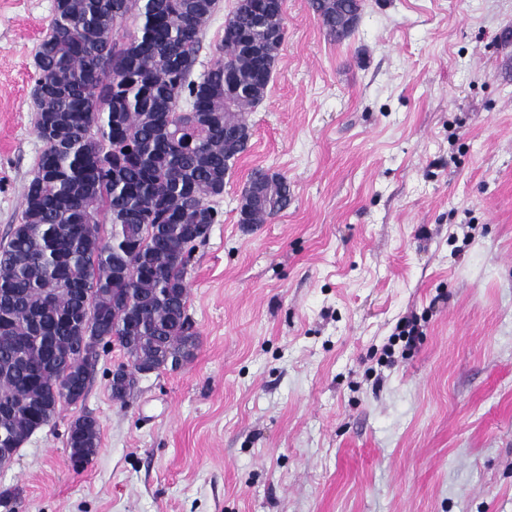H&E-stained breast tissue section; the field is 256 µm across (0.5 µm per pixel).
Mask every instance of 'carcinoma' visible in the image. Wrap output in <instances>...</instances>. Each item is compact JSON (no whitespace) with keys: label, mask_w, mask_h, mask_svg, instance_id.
<instances>
[{"label":"carcinoma","mask_w":512,"mask_h":512,"mask_svg":"<svg viewBox=\"0 0 512 512\" xmlns=\"http://www.w3.org/2000/svg\"><path fill=\"white\" fill-rule=\"evenodd\" d=\"M333 41L359 0H310ZM218 0H54L35 53V132L43 144L20 222L0 247V455L77 403L93 341L113 340L131 369L190 361L187 255L223 214L230 161L247 151L249 108L266 95L285 34V0H243L220 58L194 75ZM134 26V31L127 29ZM288 180L256 169L239 223L288 208ZM110 225L108 234L102 225ZM117 237L121 250L112 246ZM100 424L71 422L74 468L98 453Z\"/></svg>","instance_id":"1"}]
</instances>
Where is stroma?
<instances>
[{"label":"stroma","mask_w":512,"mask_h":512,"mask_svg":"<svg viewBox=\"0 0 512 512\" xmlns=\"http://www.w3.org/2000/svg\"><path fill=\"white\" fill-rule=\"evenodd\" d=\"M53 4L0 0V244L42 149ZM285 11L188 265L194 358L120 402L124 351L100 345L84 398L0 469L16 512H512V0H361L340 42L309 0ZM257 167L292 201L243 224ZM67 447L74 468H83L98 453L100 424L92 415H82L71 422L67 433Z\"/></svg>","instance_id":"35a3bbf8"}]
</instances>
